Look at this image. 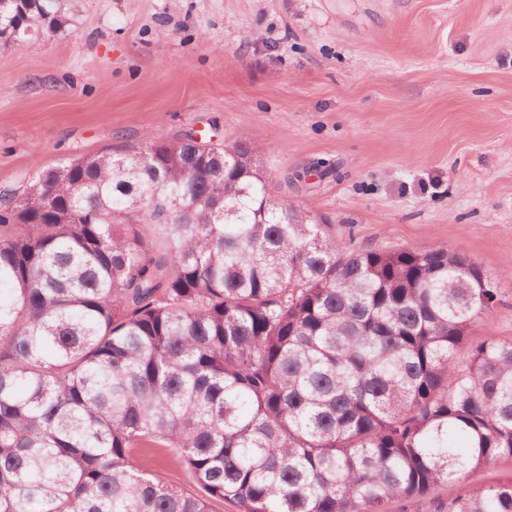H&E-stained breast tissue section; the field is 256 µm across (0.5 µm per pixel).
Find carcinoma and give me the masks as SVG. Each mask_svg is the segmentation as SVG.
<instances>
[{
  "mask_svg": "<svg viewBox=\"0 0 512 512\" xmlns=\"http://www.w3.org/2000/svg\"><path fill=\"white\" fill-rule=\"evenodd\" d=\"M256 149L119 142L0 212V512H378L512 458L494 282L345 250ZM166 451L194 491L138 465ZM444 512H512V483Z\"/></svg>",
  "mask_w": 512,
  "mask_h": 512,
  "instance_id": "carcinoma-1",
  "label": "carcinoma"
}]
</instances>
